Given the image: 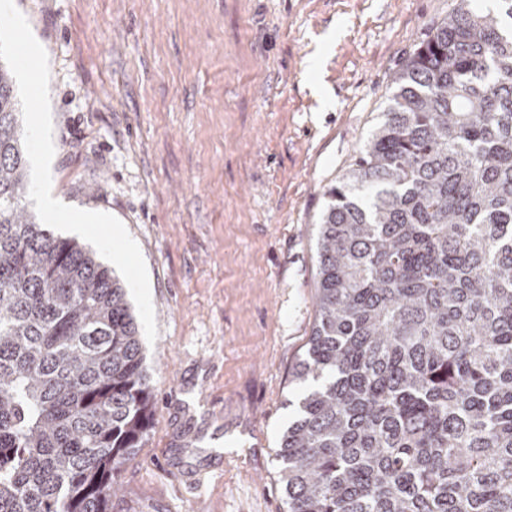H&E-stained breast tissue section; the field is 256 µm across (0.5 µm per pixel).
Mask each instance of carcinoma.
<instances>
[{"mask_svg":"<svg viewBox=\"0 0 512 512\" xmlns=\"http://www.w3.org/2000/svg\"><path fill=\"white\" fill-rule=\"evenodd\" d=\"M327 191L287 512H512V0H459ZM0 61V512H109L151 393L123 285L25 204Z\"/></svg>","mask_w":512,"mask_h":512,"instance_id":"1","label":"carcinoma"}]
</instances>
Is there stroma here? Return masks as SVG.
Instances as JSON below:
<instances>
[{
  "label": "stroma",
  "instance_id": "35a3bbf8",
  "mask_svg": "<svg viewBox=\"0 0 512 512\" xmlns=\"http://www.w3.org/2000/svg\"><path fill=\"white\" fill-rule=\"evenodd\" d=\"M457 2L15 0L49 60L52 195L119 219L149 274L151 424L112 512H285L325 192Z\"/></svg>",
  "mask_w": 512,
  "mask_h": 512
}]
</instances>
